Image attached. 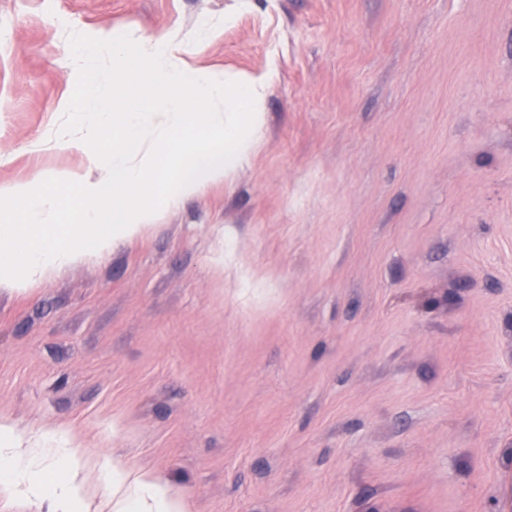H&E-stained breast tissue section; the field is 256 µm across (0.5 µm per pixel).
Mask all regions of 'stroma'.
Here are the masks:
<instances>
[{
  "mask_svg": "<svg viewBox=\"0 0 512 512\" xmlns=\"http://www.w3.org/2000/svg\"><path fill=\"white\" fill-rule=\"evenodd\" d=\"M0 0V184L55 141L68 37L234 24L258 146L157 228L0 287V421L188 512H491L512 486V0Z\"/></svg>",
  "mask_w": 512,
  "mask_h": 512,
  "instance_id": "stroma-1",
  "label": "stroma"
}]
</instances>
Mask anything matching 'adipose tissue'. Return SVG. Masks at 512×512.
Returning a JSON list of instances; mask_svg holds the SVG:
<instances>
[{"label": "adipose tissue", "mask_w": 512, "mask_h": 512, "mask_svg": "<svg viewBox=\"0 0 512 512\" xmlns=\"http://www.w3.org/2000/svg\"><path fill=\"white\" fill-rule=\"evenodd\" d=\"M69 447V437L58 434L44 439L41 446L21 449L13 427L0 423V468L6 481L13 486L27 485L34 496L51 500L54 512H76L84 499L81 484L61 480L49 485L42 480L43 464L50 458L66 460L74 472L84 468V461L71 458ZM98 475L112 488V512H187L183 500L153 472L133 474L102 463Z\"/></svg>", "instance_id": "obj_1"}]
</instances>
